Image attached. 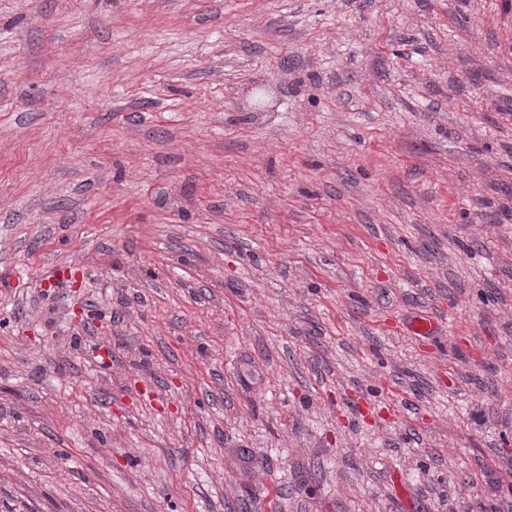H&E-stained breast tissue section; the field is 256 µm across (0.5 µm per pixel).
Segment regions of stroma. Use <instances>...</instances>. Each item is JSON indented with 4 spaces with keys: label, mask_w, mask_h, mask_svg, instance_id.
Here are the masks:
<instances>
[{
    "label": "stroma",
    "mask_w": 512,
    "mask_h": 512,
    "mask_svg": "<svg viewBox=\"0 0 512 512\" xmlns=\"http://www.w3.org/2000/svg\"><path fill=\"white\" fill-rule=\"evenodd\" d=\"M0 512H512V0H0Z\"/></svg>",
    "instance_id": "obj_1"
}]
</instances>
